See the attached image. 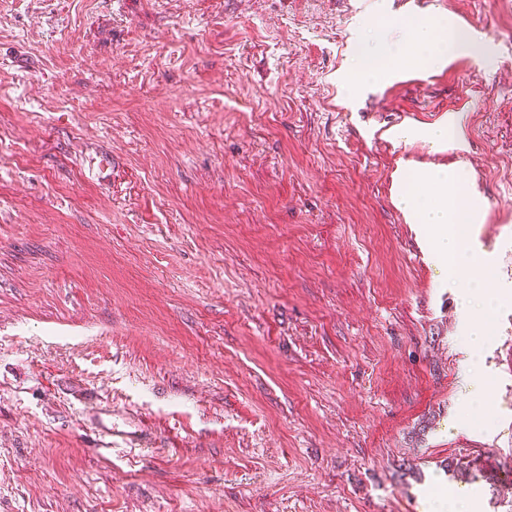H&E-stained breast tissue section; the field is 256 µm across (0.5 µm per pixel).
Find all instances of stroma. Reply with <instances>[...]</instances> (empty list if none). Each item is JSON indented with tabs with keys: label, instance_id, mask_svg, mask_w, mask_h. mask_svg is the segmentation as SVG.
Listing matches in <instances>:
<instances>
[{
	"label": "stroma",
	"instance_id": "1",
	"mask_svg": "<svg viewBox=\"0 0 512 512\" xmlns=\"http://www.w3.org/2000/svg\"><path fill=\"white\" fill-rule=\"evenodd\" d=\"M377 13L474 43L350 99ZM448 107L460 158L377 134ZM457 160L508 291L476 351L397 205ZM103 399L147 441L100 449ZM435 477L512 512V0H0V512H427Z\"/></svg>",
	"mask_w": 512,
	"mask_h": 512
}]
</instances>
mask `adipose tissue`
Instances as JSON below:
<instances>
[{
  "label": "adipose tissue",
  "instance_id": "1",
  "mask_svg": "<svg viewBox=\"0 0 512 512\" xmlns=\"http://www.w3.org/2000/svg\"><path fill=\"white\" fill-rule=\"evenodd\" d=\"M383 25L378 15L365 22L366 35L356 42L353 64L341 84L344 94H354L362 86L415 65L447 63L471 45L468 32L444 17L395 22L387 41L374 35ZM399 204L413 223L421 225L429 257L444 273L446 284L461 287L464 335L470 347H477L481 339L476 319L492 314L502 297L473 275L481 258L471 246L470 227L481 221L483 200L469 187L465 165L407 169L400 183Z\"/></svg>",
  "mask_w": 512,
  "mask_h": 512
}]
</instances>
